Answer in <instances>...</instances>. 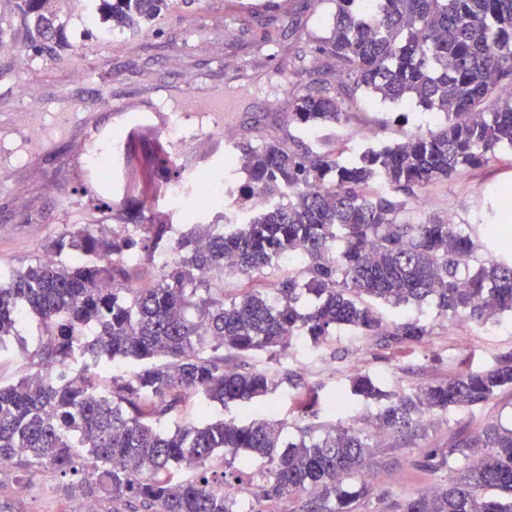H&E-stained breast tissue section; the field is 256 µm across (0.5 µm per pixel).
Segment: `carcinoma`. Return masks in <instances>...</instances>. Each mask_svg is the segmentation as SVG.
Masks as SVG:
<instances>
[{"mask_svg": "<svg viewBox=\"0 0 512 512\" xmlns=\"http://www.w3.org/2000/svg\"><path fill=\"white\" fill-rule=\"evenodd\" d=\"M59 0L19 7L38 35L36 54L68 51L69 15ZM194 0H89L99 35L152 29L173 5ZM322 51L336 73L383 102L411 100L443 115L435 130L406 132L379 149L342 161L302 142L268 140L242 150L236 163L249 193L269 198L248 222L194 224L173 238L166 224L135 223L105 234L95 225L61 233L48 247L55 260L0 272V349L21 315L38 318L43 335L31 354L35 371L0 384V460L28 472L77 477L90 497L109 494L129 512H244L243 500L284 494L303 499L299 512H356L371 493L363 462L371 439L422 428L431 411L468 409L512 388V351L480 371H464L413 393L388 394L368 375L351 392L386 403L365 431L339 425L319 439L284 441L285 424L269 417L239 425L224 419L164 429L187 400L223 406L273 392L280 375L241 371L224 352L287 351L294 338L319 345L338 328L384 332L370 301L396 307L430 301L446 314L485 324L512 313V240L484 237L478 224L405 218L415 191L512 149V0H333ZM344 102L317 92L293 98L288 125L300 130L341 122ZM382 183L385 192L371 186ZM512 206L497 191L485 225ZM166 244L178 259L157 270L151 288H133L129 267ZM300 265L274 282L265 275L293 253ZM251 285L224 300V276ZM316 299L300 311L301 292ZM94 328L91 338L86 328ZM429 330L419 322L389 332L399 344ZM95 366L142 361L100 388L75 356ZM319 395L304 388L296 410L314 413ZM483 449L480 464L474 449ZM249 453L248 472L224 453ZM223 465L216 474L213 462ZM413 466L448 471V483L406 496L395 512H512V426L460 428L440 448H425ZM192 469L191 478L178 472ZM237 487L238 493L226 491Z\"/></svg>", "mask_w": 512, "mask_h": 512, "instance_id": "obj_1", "label": "carcinoma"}]
</instances>
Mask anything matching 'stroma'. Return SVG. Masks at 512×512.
Instances as JSON below:
<instances>
[{"label": "stroma", "mask_w": 512, "mask_h": 512, "mask_svg": "<svg viewBox=\"0 0 512 512\" xmlns=\"http://www.w3.org/2000/svg\"><path fill=\"white\" fill-rule=\"evenodd\" d=\"M331 0H264L245 13L229 11L226 0H203L169 13L156 28L134 36L77 39L74 50L58 56L31 50L35 33L17 7V0H0V270L20 269L45 255L52 240L64 230L86 224L113 227L131 223L148 213L152 223L185 229L180 214L167 199L150 203L148 196L128 194L120 156L112 158V173L99 181L98 196H91L74 176L81 159L95 155L105 143L131 139L139 165L153 173L155 148L150 138L129 137L135 118L177 121L183 150L175 167L182 180L210 177L225 187L226 202L203 206V224L223 223L225 216L250 210L244 197L245 176L224 167L225 155L236 148L263 140H288L292 129L288 112L293 92L327 91L344 97L336 75V62L322 52ZM232 89L234 99L223 116L191 111L184 95L205 97ZM346 116L333 126L302 134L315 150L353 156L363 150L364 130L376 132V146L400 139L404 132L438 127L437 114L413 103L384 104L357 93L345 107ZM232 139H225V132ZM512 187V149L496 152L483 165L463 175L426 187L423 209L410 211L417 223L429 217H454L456 223L474 224L485 217L487 186ZM375 309L386 329L404 321H419L428 336L414 345L395 344L390 336H367L345 329L321 345L302 340L292 344L279 372L300 374L317 389L321 400L348 394L338 413L318 409L299 416L297 389L283 383L266 397L248 403L207 405L192 400L173 420L202 423L204 418H224L243 425L264 408L284 421L289 438L310 430L323 436L332 427L374 417L379 402L350 395L357 374L377 379L384 390L407 393L418 387L448 380L460 371L483 370L512 351V317L480 325L467 314L446 315L432 304L395 307L385 303ZM25 347L10 346L0 352V381L9 383L30 373V351L41 340L40 322L27 316L17 326ZM488 421L512 425V389L498 392L488 402L463 410L437 411L426 421L424 437L407 441L389 437L367 461L375 495L361 502L357 512H385L390 500L408 492L447 483V472L417 470L413 460L421 449L443 444L458 426L480 427ZM14 472L0 475V506L8 512H81L82 501L66 491V479L45 472L37 475L25 494H17Z\"/></svg>", "instance_id": "1"}]
</instances>
